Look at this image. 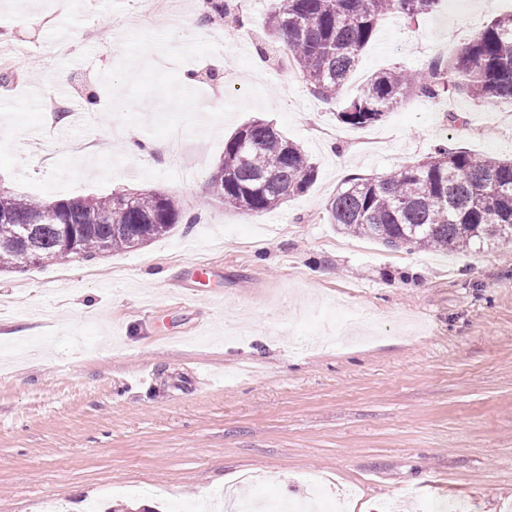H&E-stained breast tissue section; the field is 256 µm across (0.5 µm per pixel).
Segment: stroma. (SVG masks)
<instances>
[{"mask_svg": "<svg viewBox=\"0 0 512 512\" xmlns=\"http://www.w3.org/2000/svg\"><path fill=\"white\" fill-rule=\"evenodd\" d=\"M234 2L248 27L174 24L187 0H28L20 25L15 0H0V182L47 201L161 190L201 216L138 248L0 273V512H198L231 486L272 505L310 498L318 480L350 512L395 500L400 512H504L512 243L392 250L342 233L327 205L344 182L443 141L511 157L512 103L407 99L348 127L339 103L264 62L281 52L260 40L275 0ZM511 13L512 0H439L414 22L390 15L345 93L385 68L424 71ZM188 69L197 80L185 87ZM55 95L79 102L86 123L31 138ZM256 117L316 169L306 193L262 216L206 201L225 141ZM176 130L178 158L124 148L126 136L157 145ZM87 139L97 154L82 153ZM359 307L372 321L337 332ZM149 366L147 390L137 380ZM248 470L268 482L238 486Z\"/></svg>", "mask_w": 512, "mask_h": 512, "instance_id": "obj_1", "label": "stroma"}]
</instances>
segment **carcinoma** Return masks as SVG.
Segmentation results:
<instances>
[{"label": "carcinoma", "mask_w": 512, "mask_h": 512, "mask_svg": "<svg viewBox=\"0 0 512 512\" xmlns=\"http://www.w3.org/2000/svg\"><path fill=\"white\" fill-rule=\"evenodd\" d=\"M438 0H278L264 22L267 37L288 48L303 79L325 101L340 99L360 55L391 13L417 17ZM464 94L481 105L512 100V14L492 21L462 50L414 74L376 73L345 100L338 121L372 126L403 98L439 101ZM315 166L264 119L243 124L225 143L208 182L209 198L256 215L307 191ZM329 221L343 232L392 249L465 252L512 242V160L442 145L435 155L380 179L353 178L330 200ZM185 219L163 191L110 193L52 202L0 186V272L63 257L65 227L73 254L94 258L169 234Z\"/></svg>", "instance_id": "cac0c4a2"}]
</instances>
